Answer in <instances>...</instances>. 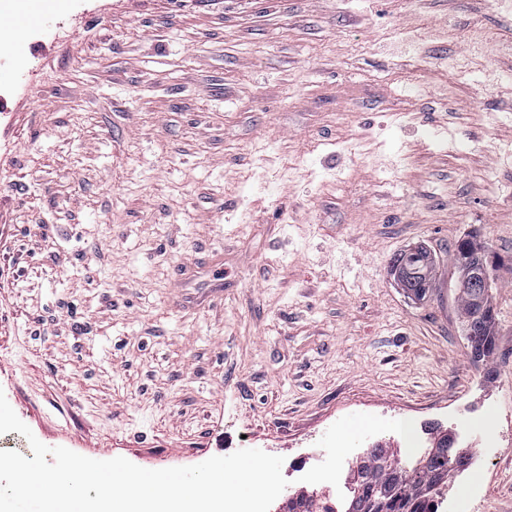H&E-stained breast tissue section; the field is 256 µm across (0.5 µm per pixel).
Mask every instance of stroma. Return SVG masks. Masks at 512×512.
Here are the masks:
<instances>
[{
    "label": "stroma",
    "mask_w": 512,
    "mask_h": 512,
    "mask_svg": "<svg viewBox=\"0 0 512 512\" xmlns=\"http://www.w3.org/2000/svg\"><path fill=\"white\" fill-rule=\"evenodd\" d=\"M498 145L512 0H63L2 26L0 391L51 448H257L339 500L365 448L413 461L401 423L436 425L484 459L440 512H512ZM468 233L502 259L490 381L448 275ZM417 247L420 300L391 273Z\"/></svg>",
    "instance_id": "1"
}]
</instances>
